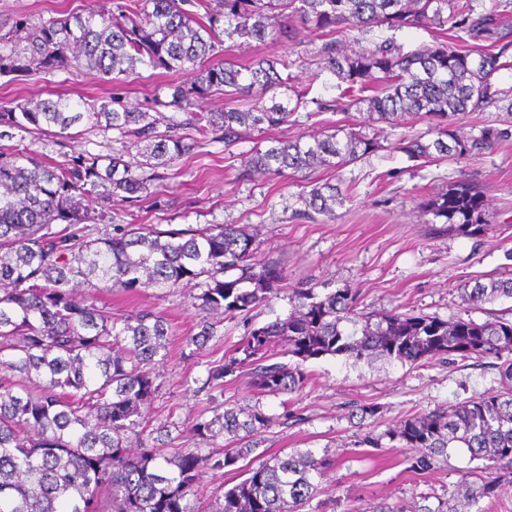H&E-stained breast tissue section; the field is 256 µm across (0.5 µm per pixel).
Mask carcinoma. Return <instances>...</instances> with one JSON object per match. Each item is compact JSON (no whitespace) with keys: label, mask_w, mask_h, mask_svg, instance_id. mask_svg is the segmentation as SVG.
<instances>
[{"label":"carcinoma","mask_w":512,"mask_h":512,"mask_svg":"<svg viewBox=\"0 0 512 512\" xmlns=\"http://www.w3.org/2000/svg\"><path fill=\"white\" fill-rule=\"evenodd\" d=\"M462 9L460 0H114L112 10L37 19L21 16L0 26V77L65 71L77 65L101 80L122 83L140 67L162 74L190 72L188 85L167 82L153 96V111L128 108L119 96L89 104L66 94L38 102L0 103V141L43 134L62 136L83 123L118 133L115 154L88 150L49 159L27 147L0 149V512H204L194 484L202 470L220 472L247 459L261 441L268 418L257 406H233L191 426L207 440L229 436L224 452H185L163 442L130 451L141 407L158 387L153 367L169 352L171 326L148 310L122 317L97 306L101 290L137 292L195 283L202 311L231 317L249 311L280 290L284 270L258 260L244 224H206L160 230L146 224H114L95 235L82 226L89 203L99 198L136 202L150 192L153 171L193 154L210 135L231 146L250 131L263 134L288 124L306 104L307 91L289 83L288 57L247 64L205 65L224 44L274 42L292 18L331 40L322 67L361 97L368 118L393 123L424 119L435 138L399 140L408 158L439 160L488 149L485 129L467 138L451 119L474 112L506 92L494 75L512 68L504 50L476 49L461 36L456 46L434 37L403 52L392 42L344 51L345 40L374 27L440 30ZM222 91L229 102L251 98L248 108L194 112L196 98ZM271 95L266 105L265 95ZM189 113L181 122L165 110ZM187 124L196 136L176 133ZM244 159L248 175L339 169L382 148L353 127L301 137H267ZM346 195L337 184L314 183L303 198L307 211L335 215ZM438 235L483 236L488 231L481 190L466 179L425 202ZM472 306L512 299V277L460 284ZM294 310L256 327L208 383L250 367L253 386L267 395L300 391L303 362L326 355L395 359L416 363L435 357H495L502 389L454 408H436L378 432L358 444L399 449L408 470L425 474L448 464V449L465 448L484 464L460 473L441 495L421 497L414 512H464L494 499L512 483V321L494 315L482 322L448 320L427 313L357 310L347 289L321 295L313 288L288 294ZM216 336L203 321L187 347L201 350ZM284 354L295 366L275 362ZM509 358H504V355ZM330 466L310 448L272 456L245 470L246 478L215 496L210 512H301L319 491Z\"/></svg>","instance_id":"obj_1"}]
</instances>
